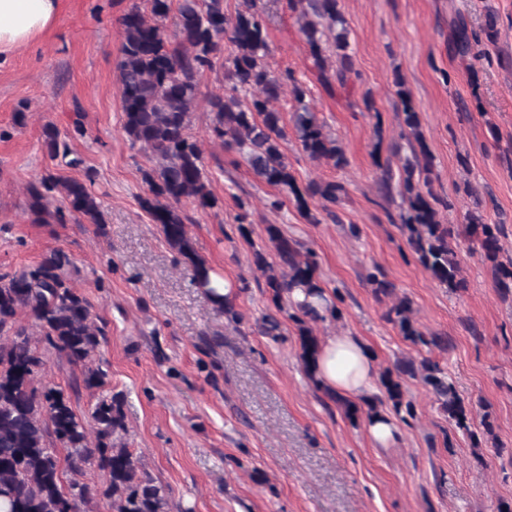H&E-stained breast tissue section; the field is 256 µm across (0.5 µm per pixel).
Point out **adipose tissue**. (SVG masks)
I'll return each instance as SVG.
<instances>
[{
    "mask_svg": "<svg viewBox=\"0 0 512 512\" xmlns=\"http://www.w3.org/2000/svg\"><path fill=\"white\" fill-rule=\"evenodd\" d=\"M60 0H0V55L28 45L54 23ZM321 382L350 399L370 396L376 388L377 359L352 334L325 337L317 354Z\"/></svg>",
    "mask_w": 512,
    "mask_h": 512,
    "instance_id": "1",
    "label": "adipose tissue"
}]
</instances>
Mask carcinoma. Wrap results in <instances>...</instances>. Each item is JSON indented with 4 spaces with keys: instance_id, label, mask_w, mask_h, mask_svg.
<instances>
[{
    "instance_id": "obj_1",
    "label": "carcinoma",
    "mask_w": 512,
    "mask_h": 512,
    "mask_svg": "<svg viewBox=\"0 0 512 512\" xmlns=\"http://www.w3.org/2000/svg\"><path fill=\"white\" fill-rule=\"evenodd\" d=\"M149 12L134 6L119 18L122 42L118 61L122 87L123 130L132 145L150 153L153 167L145 172L146 196L142 207L159 225L169 246L193 265L194 280L211 302L231 318L236 292L217 291L213 270L193 256L186 232L191 217L182 209L190 200L202 210L218 205L208 186L198 140L189 133L190 117L199 94L202 73L222 70L229 91L208 99L212 114L211 133L224 146L235 149L253 174L279 191L270 207L280 209L284 198L293 196L306 219L318 223L308 200L334 215L331 207L341 201L345 186L336 181H311L299 187L291 173L282 145L288 140L281 112L274 108L282 92V78L265 62L267 29L261 0H239L235 13L225 0H147ZM301 21L303 34L318 80L326 87L336 82L342 88L352 73L345 20L338 0H289ZM174 18L169 35L164 21ZM333 38L341 68L332 72L322 47ZM403 123L414 138V160L394 174L379 166V193L388 196L394 183L401 186L407 213L400 215V230L408 248L430 277L453 291L466 288L460 277L461 250L478 246L482 259L491 264L494 285L502 294L512 291V263L499 261L501 225L485 224L471 214L456 230L440 223L429 200L431 156L419 131L420 120L411 94L402 79L396 80ZM295 109L291 121L301 147L314 160L336 168L348 164L336 141L323 131L316 113L306 103L307 89L293 83ZM43 147L54 158L68 154L59 131L47 126ZM30 210L36 222L60 224L71 218L80 224L105 223L101 203L83 181L47 174L27 187ZM275 261L254 252V264L265 277L275 311L262 318V331L280 335L279 314L285 313L298 328L300 359L313 385H323L316 376L320 338L312 324L339 318L332 306L322 314L308 298L320 296L324 288L317 277L318 261L310 249L285 237L280 229L267 227ZM72 261L61 249H53L34 265L0 274V512H82L98 499L110 501L112 512H167L169 489L143 469L138 456L128 448V434L119 393H106L107 372L95 363L106 341L105 326L93 317V304L70 284ZM367 279L375 293L390 297L394 285L377 266ZM301 291L305 300L293 299ZM26 314L39 329L40 342L81 370L84 389L98 392L90 419L76 414L64 391L38 384L46 370L44 353L33 345L20 320ZM403 338L414 345L445 350L448 340L428 334L412 318L411 302L398 297L384 313ZM418 378L435 397L440 412L455 427L474 438L471 408L460 397L453 381L440 365L428 358L416 364L398 360L381 374L382 395L356 403L338 395L327 396L349 420L367 421L383 414L389 405L403 422L414 416L405 397L404 377ZM96 464L101 481L85 480L86 469Z\"/></svg>"
}]
</instances>
